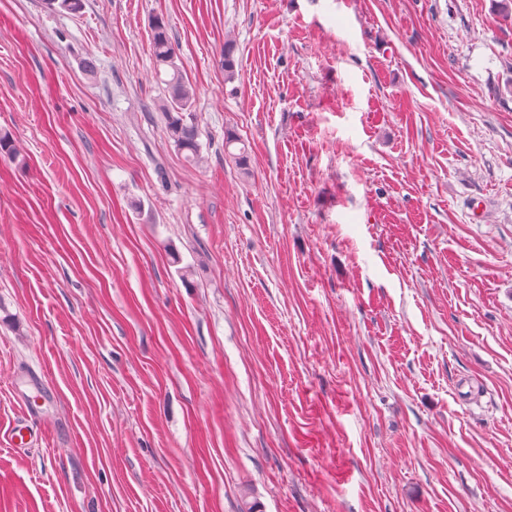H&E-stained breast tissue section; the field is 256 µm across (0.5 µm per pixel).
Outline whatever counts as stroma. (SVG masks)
Returning a JSON list of instances; mask_svg holds the SVG:
<instances>
[{
	"mask_svg": "<svg viewBox=\"0 0 512 512\" xmlns=\"http://www.w3.org/2000/svg\"><path fill=\"white\" fill-rule=\"evenodd\" d=\"M0 129V512H512L502 0H0ZM177 49L163 20L156 19L152 27V57L157 69L163 67L170 74V79L165 80L167 94L158 104V111L162 112L166 132L178 152L184 154L186 161L194 162L199 158L201 144L199 132L188 122L187 115L194 107L196 93L177 63Z\"/></svg>",
	"mask_w": 512,
	"mask_h": 512,
	"instance_id": "obj_1",
	"label": "stroma"
}]
</instances>
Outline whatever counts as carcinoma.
<instances>
[{
  "label": "carcinoma",
  "mask_w": 512,
  "mask_h": 512,
  "mask_svg": "<svg viewBox=\"0 0 512 512\" xmlns=\"http://www.w3.org/2000/svg\"><path fill=\"white\" fill-rule=\"evenodd\" d=\"M152 57L155 66L164 68L170 79L166 80L167 94L158 104V111L162 112L168 138L173 141L178 152L184 154L188 162L199 158L201 144L199 132L193 123L188 121L187 115L195 104L196 93L187 81L178 64L177 44L172 39L163 20H155L152 27L151 38ZM239 145L238 152L233 153L230 147ZM224 150L243 171L249 170V156L246 146L233 134L225 139Z\"/></svg>",
  "instance_id": "obj_1"
}]
</instances>
